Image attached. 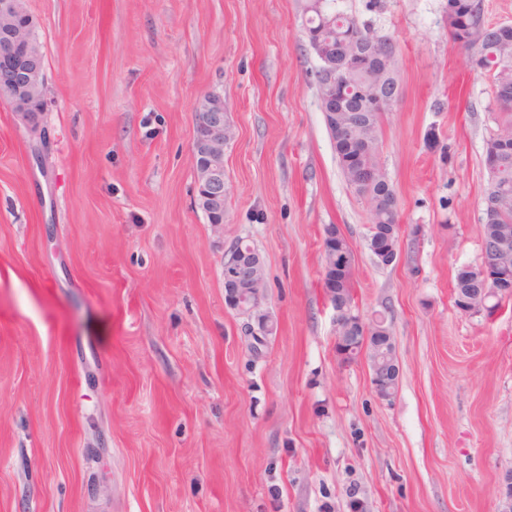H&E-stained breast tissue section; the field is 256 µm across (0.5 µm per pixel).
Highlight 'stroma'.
<instances>
[{
  "mask_svg": "<svg viewBox=\"0 0 512 512\" xmlns=\"http://www.w3.org/2000/svg\"><path fill=\"white\" fill-rule=\"evenodd\" d=\"M307 0H27L44 110L0 103V512H497L512 471V302L454 306L481 261L491 83L448 40V0H336L395 41L380 153L400 259L378 265L341 173ZM232 137L213 227L195 202V108ZM353 305L386 310L379 399L336 352L324 230ZM258 251L260 350L222 255Z\"/></svg>",
  "mask_w": 512,
  "mask_h": 512,
  "instance_id": "stroma-1",
  "label": "stroma"
}]
</instances>
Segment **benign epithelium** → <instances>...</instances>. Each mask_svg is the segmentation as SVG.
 Returning <instances> with one entry per match:
<instances>
[{
    "label": "benign epithelium",
    "instance_id": "1",
    "mask_svg": "<svg viewBox=\"0 0 512 512\" xmlns=\"http://www.w3.org/2000/svg\"><path fill=\"white\" fill-rule=\"evenodd\" d=\"M34 22L23 10L22 0H0V96L10 99L15 111L33 116L40 111L43 97L39 94L43 82V64L39 48L30 37ZM310 49L319 65L315 75L322 94L319 96L323 118L336 122V114L353 112L352 103L337 86L356 68H367L376 75L386 73L390 53L371 44L352 43L341 54L336 47L322 38L321 33L307 35ZM381 84L359 87L360 100L373 110H387L397 101V96L383 93ZM231 127L224 118V99L216 93L204 96L195 109V128L191 152L195 166L196 202L208 215V223L224 225V198L229 189L224 180V145L230 139ZM324 271L322 288L328 302L336 311V344L347 340L363 339L373 344L374 368L370 382L376 396L382 400L394 398L393 385L399 379V365L395 351L387 342L373 336L383 327L385 312L379 311L370 319L354 313L345 296L336 291L330 271L335 269L336 257L329 256L328 246H323ZM512 257V242L501 238L494 245L481 243V263L472 268L477 288L470 293L471 304L482 306L487 300L512 293V284L503 287L493 274ZM224 267L225 305L243 314L259 308L263 288V263L238 241L222 256Z\"/></svg>",
    "mask_w": 512,
    "mask_h": 512
}]
</instances>
